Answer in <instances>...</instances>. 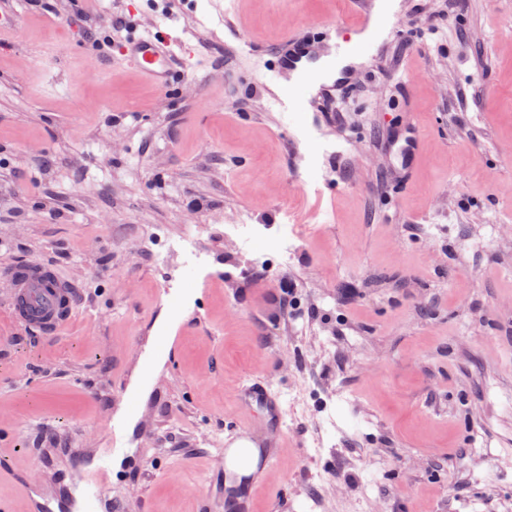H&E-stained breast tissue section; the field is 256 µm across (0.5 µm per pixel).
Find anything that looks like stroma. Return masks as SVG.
Instances as JSON below:
<instances>
[{"label":"stroma","mask_w":512,"mask_h":512,"mask_svg":"<svg viewBox=\"0 0 512 512\" xmlns=\"http://www.w3.org/2000/svg\"><path fill=\"white\" fill-rule=\"evenodd\" d=\"M369 2L0 0V268L46 260L81 294L51 340L0 309V497L37 466L32 505L87 512L78 468L97 512H224L259 383L285 445L255 512H512V0H392L379 52L279 111L289 88L254 78L291 75L283 35L326 55ZM116 18L189 47L184 78L140 82ZM198 219L210 262L167 290L148 247ZM301 237L291 227L290 234H288V226L286 232L276 239L274 252L280 256L284 265L291 263L300 249L299 242ZM243 405L253 410V405L259 406L264 413H274L281 417L279 395L263 385L253 384L243 390ZM248 427H242V431L234 440L226 441L224 443V470H230L238 464L241 457L245 454L246 448L250 449V455L247 459L243 460L240 466L236 469L239 475H249L255 468L258 459V451L256 448H251L254 445H247L246 442H253L252 435L248 432Z\"/></svg>","instance_id":"1"}]
</instances>
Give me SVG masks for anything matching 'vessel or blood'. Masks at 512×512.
<instances>
[{"mask_svg": "<svg viewBox=\"0 0 512 512\" xmlns=\"http://www.w3.org/2000/svg\"><path fill=\"white\" fill-rule=\"evenodd\" d=\"M389 22L390 11L386 8L362 17L359 22L362 35L359 50L378 51L385 42ZM122 54L131 62L139 80L159 88L168 85L176 61L169 38L130 28ZM341 61V55L335 54L295 67L296 94L289 103V111L297 112L311 106L334 84ZM0 282L6 285L4 293L0 294V306L6 309L14 323L42 337L52 339L59 336L76 312L79 294L76 282L63 276L49 263L29 261L0 269ZM243 405L247 408L260 407L267 413L281 411L278 394L257 384L244 388ZM251 439V433L244 430L235 439L225 442V467L238 464Z\"/></svg>", "mask_w": 512, "mask_h": 512, "instance_id": "obj_1", "label": "vessel or blood"}]
</instances>
